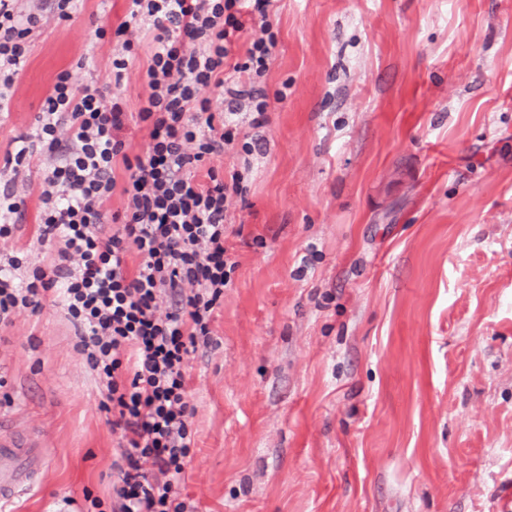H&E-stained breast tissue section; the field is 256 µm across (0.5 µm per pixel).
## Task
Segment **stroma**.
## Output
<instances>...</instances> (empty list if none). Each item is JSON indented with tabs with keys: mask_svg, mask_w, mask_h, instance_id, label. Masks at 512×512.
Masks as SVG:
<instances>
[{
	"mask_svg": "<svg viewBox=\"0 0 512 512\" xmlns=\"http://www.w3.org/2000/svg\"><path fill=\"white\" fill-rule=\"evenodd\" d=\"M78 0L31 36L0 112V178L26 219L0 253L38 262L45 165L6 168L58 72L112 83ZM258 86L269 122L207 165L241 174L236 267L189 366L192 512H512V0H278ZM261 137L259 149L242 145ZM61 305L0 331V418L41 428L42 481L9 512L112 501L117 446Z\"/></svg>",
	"mask_w": 512,
	"mask_h": 512,
	"instance_id": "1",
	"label": "stroma"
}]
</instances>
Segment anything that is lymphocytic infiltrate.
<instances>
[{
	"label": "lymphocytic infiltrate",
	"instance_id": "obj_1",
	"mask_svg": "<svg viewBox=\"0 0 512 512\" xmlns=\"http://www.w3.org/2000/svg\"><path fill=\"white\" fill-rule=\"evenodd\" d=\"M277 0H131L114 32L116 78L144 20L156 32L139 120L145 152L129 154L131 116L111 86L78 84L62 70L45 98L33 134L7 158L28 166L48 157L40 184L37 239L43 257L29 277L26 254L0 255V327L16 314H38L45 300L63 305L76 347L102 386L100 408L120 441L112 462L111 512H188L179 486L192 446L195 408L187 371L199 347L213 343L214 313L235 268L226 238V203L239 184L225 183L205 162L233 141L242 98L254 105L252 127L269 105L252 79L268 68L275 37L251 39L243 58L232 44L243 16L267 25ZM74 0H51L50 13L0 0V112L18 78L29 37L49 18L67 20ZM238 81H229V73ZM218 98L202 96L205 88ZM125 177L116 180L114 170ZM120 194L123 207L109 204ZM113 232H104V225Z\"/></svg>",
	"mask_w": 512,
	"mask_h": 512
}]
</instances>
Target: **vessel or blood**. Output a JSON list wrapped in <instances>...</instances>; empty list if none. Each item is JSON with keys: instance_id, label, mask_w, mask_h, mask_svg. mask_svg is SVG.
Returning a JSON list of instances; mask_svg holds the SVG:
<instances>
[{"instance_id": "obj_1", "label": "vessel or blood", "mask_w": 512, "mask_h": 512, "mask_svg": "<svg viewBox=\"0 0 512 512\" xmlns=\"http://www.w3.org/2000/svg\"><path fill=\"white\" fill-rule=\"evenodd\" d=\"M46 468V440L40 430L0 424V505L33 487Z\"/></svg>"}]
</instances>
